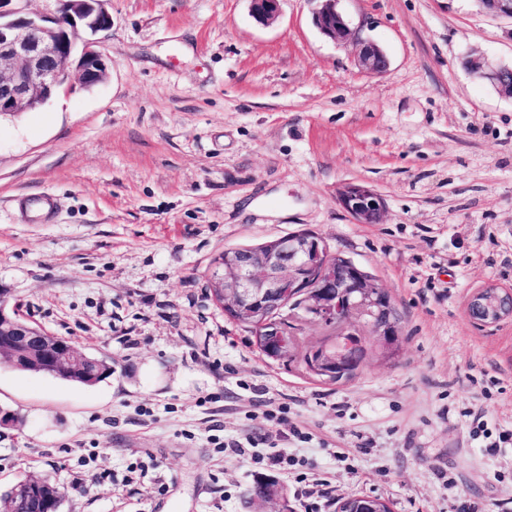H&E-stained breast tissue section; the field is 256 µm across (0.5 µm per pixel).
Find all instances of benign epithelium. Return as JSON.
I'll return each mask as SVG.
<instances>
[{"label": "benign epithelium", "instance_id": "7a95c632", "mask_svg": "<svg viewBox=\"0 0 512 512\" xmlns=\"http://www.w3.org/2000/svg\"><path fill=\"white\" fill-rule=\"evenodd\" d=\"M0 0V116L28 112L46 103L60 88L76 81L90 88L103 82L107 65L103 55L87 42L76 52L81 33L112 29L106 0H55L56 14H22ZM254 15L265 20L278 10L279 0H250ZM314 23L333 40L346 38L350 29L337 10L338 0H319ZM496 15L512 18V0H478ZM359 63L381 74L388 59L373 42L364 41ZM470 72L487 79L497 90L512 96V70L492 67L482 58L466 60ZM342 207L359 224H378L385 209L382 196L356 183L340 192ZM328 245L309 233L272 238L264 247L242 246L224 251L212 274L210 287L221 297L224 315L254 326L255 343L269 359L301 361L304 368L330 379L359 363L366 347L365 333L374 346L387 349L396 327L378 321L387 292L364 269L347 258L332 261ZM470 318L490 325L512 316V292L489 286L475 292L468 304ZM321 323L330 331L326 340L305 346L298 336L303 323ZM28 355L47 369H84V359L72 342L49 337L22 321L0 296V353ZM42 493L27 478L15 485L21 506Z\"/></svg>", "mask_w": 512, "mask_h": 512}]
</instances>
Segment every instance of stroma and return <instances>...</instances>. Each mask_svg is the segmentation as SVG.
<instances>
[{"mask_svg": "<svg viewBox=\"0 0 512 512\" xmlns=\"http://www.w3.org/2000/svg\"><path fill=\"white\" fill-rule=\"evenodd\" d=\"M105 7L106 79L0 117V290L112 375L0 364L17 417L0 492L34 474L64 487L60 512H336L354 495L512 512V317L467 312L478 289L512 290V98L465 67L512 65V19L475 0H341L351 34L334 41L316 0L266 22L250 0ZM364 40L386 73L360 67ZM350 183L383 196L381 223L341 206ZM28 192L57 198L53 221L14 210ZM304 231L401 317L395 353L337 384L262 356L209 295L224 249ZM260 479L277 500L248 496ZM90 362L84 371L43 372L56 378L82 385H94L112 375V361L85 354Z\"/></svg>", "mask_w": 512, "mask_h": 512, "instance_id": "obj_1", "label": "stroma"}]
</instances>
